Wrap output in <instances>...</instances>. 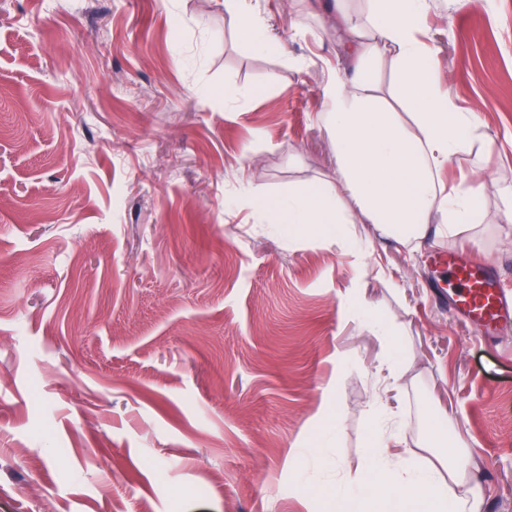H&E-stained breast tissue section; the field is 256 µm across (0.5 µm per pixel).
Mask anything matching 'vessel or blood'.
<instances>
[{
  "instance_id": "b4317fda",
  "label": "vessel or blood",
  "mask_w": 512,
  "mask_h": 512,
  "mask_svg": "<svg viewBox=\"0 0 512 512\" xmlns=\"http://www.w3.org/2000/svg\"><path fill=\"white\" fill-rule=\"evenodd\" d=\"M455 274L464 288L457 295L459 310L476 322L498 323L512 318V306L493 288L482 267L468 261H455Z\"/></svg>"
}]
</instances>
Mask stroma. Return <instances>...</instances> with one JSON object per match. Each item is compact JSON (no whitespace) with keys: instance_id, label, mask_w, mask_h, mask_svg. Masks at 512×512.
Here are the masks:
<instances>
[{"instance_id":"stroma-1","label":"stroma","mask_w":512,"mask_h":512,"mask_svg":"<svg viewBox=\"0 0 512 512\" xmlns=\"http://www.w3.org/2000/svg\"><path fill=\"white\" fill-rule=\"evenodd\" d=\"M252 2L283 51L224 0H0V512H329L309 486L338 488L380 422L386 455L512 512V326L454 312L441 261L512 297V0H427L439 84L481 118L443 178L480 184L486 222L417 246L259 216L254 191L334 171L332 17L370 4ZM438 413L458 458L426 442ZM225 7L236 19L242 32L255 34V38L250 41L255 51L266 53L277 50L266 34L264 20L247 4V0H225Z\"/></svg>"}]
</instances>
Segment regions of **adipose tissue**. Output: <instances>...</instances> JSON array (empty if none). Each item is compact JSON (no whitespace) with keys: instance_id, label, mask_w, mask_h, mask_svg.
Segmentation results:
<instances>
[{"instance_id":"adipose-tissue-1","label":"adipose tissue","mask_w":512,"mask_h":512,"mask_svg":"<svg viewBox=\"0 0 512 512\" xmlns=\"http://www.w3.org/2000/svg\"><path fill=\"white\" fill-rule=\"evenodd\" d=\"M425 8L426 0H388L362 21L337 12L336 30L354 75L324 89L335 176L320 190L277 204L279 223L291 231L310 226L335 238L355 211L381 235L406 243L426 237L433 223L453 235L483 222L475 208L478 187L464 179L449 188L440 178L469 150L480 121L460 111L436 82L435 52L422 38ZM386 54L395 59V84L413 110L414 129L366 91L370 61ZM380 445V435H373L363 468L331 497L335 512H364L371 498L383 501L387 512H459L461 502L447 493L437 468L390 458Z\"/></svg>"}]
</instances>
